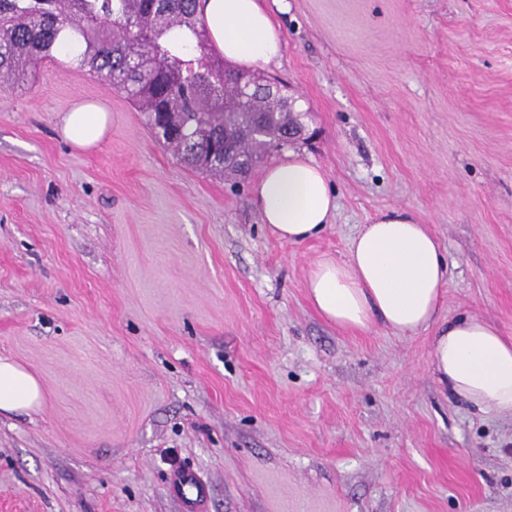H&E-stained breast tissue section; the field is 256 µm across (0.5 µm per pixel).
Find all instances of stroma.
<instances>
[{
	"label": "stroma",
	"mask_w": 512,
	"mask_h": 512,
	"mask_svg": "<svg viewBox=\"0 0 512 512\" xmlns=\"http://www.w3.org/2000/svg\"><path fill=\"white\" fill-rule=\"evenodd\" d=\"M264 76L308 113L291 150L336 210L276 238L254 177L182 165L133 103L59 63L0 89V355L41 383L0 413V512H512V417L430 372L432 331L347 333L315 311L312 261H343L408 210L448 263L441 321L512 336V0H263ZM78 101L110 114L81 151ZM108 124V112L100 105L78 101L61 117L59 129L76 149L89 150L103 141ZM170 490L185 512H205L210 498L208 484L193 468H183L170 478Z\"/></svg>",
	"instance_id": "35a3bbf8"
}]
</instances>
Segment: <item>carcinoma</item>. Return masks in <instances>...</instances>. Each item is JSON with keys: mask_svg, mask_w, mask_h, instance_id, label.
Returning a JSON list of instances; mask_svg holds the SVG:
<instances>
[{"mask_svg": "<svg viewBox=\"0 0 512 512\" xmlns=\"http://www.w3.org/2000/svg\"><path fill=\"white\" fill-rule=\"evenodd\" d=\"M196 0H0V85H23L58 39H75V67L135 102L147 125L168 114L165 140L184 166L246 177L288 142L305 113L280 93L248 100L237 85L255 73L233 70L217 54Z\"/></svg>", "mask_w": 512, "mask_h": 512, "instance_id": "cac0c4a2", "label": "carcinoma"}]
</instances>
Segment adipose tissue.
<instances>
[{
	"label": "adipose tissue",
	"mask_w": 512,
	"mask_h": 512,
	"mask_svg": "<svg viewBox=\"0 0 512 512\" xmlns=\"http://www.w3.org/2000/svg\"><path fill=\"white\" fill-rule=\"evenodd\" d=\"M216 50L231 64L264 69L281 52V30L259 0H196ZM109 115L98 104L79 101L60 122L62 136L89 150L104 139ZM261 221L277 238L302 243L318 237L336 208L324 171L289 153L262 172L252 189ZM448 264L426 225L394 211L364 225L347 260L324 257L307 274L313 308L328 323L350 333L381 325L402 334L433 329L431 371L447 390L479 412L512 416V336L475 315L439 324ZM37 378L0 356V412L37 408Z\"/></svg>",
	"instance_id": "ef3b65f1"
}]
</instances>
